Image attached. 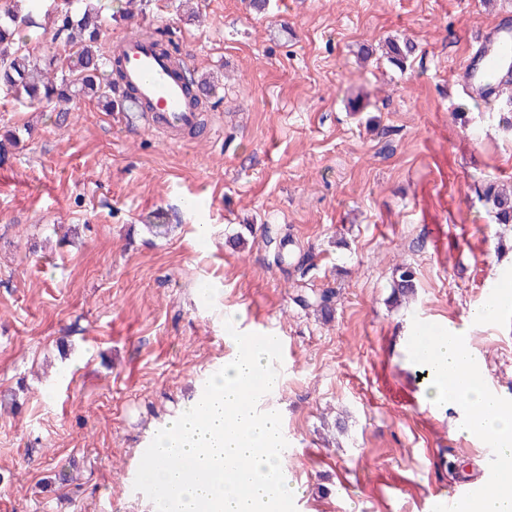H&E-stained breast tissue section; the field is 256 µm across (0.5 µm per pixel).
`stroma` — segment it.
Wrapping results in <instances>:
<instances>
[{
  "instance_id": "obj_1",
  "label": "stroma",
  "mask_w": 512,
  "mask_h": 512,
  "mask_svg": "<svg viewBox=\"0 0 512 512\" xmlns=\"http://www.w3.org/2000/svg\"><path fill=\"white\" fill-rule=\"evenodd\" d=\"M179 2L108 37L170 31L216 85L208 134L170 146L94 102L62 119L0 97L19 140L0 166V512H150L130 474L236 358L229 318L288 341L269 405L307 512H428L486 462L428 403L414 329L464 332L512 403V325L469 317L512 290V224L482 195L512 189V106L458 77L512 0ZM391 39L415 45L404 68ZM285 235L307 277L274 264ZM304 281L330 318L297 302ZM416 288V271L414 268L405 266L395 270L393 280V295L406 296L412 294Z\"/></svg>"
}]
</instances>
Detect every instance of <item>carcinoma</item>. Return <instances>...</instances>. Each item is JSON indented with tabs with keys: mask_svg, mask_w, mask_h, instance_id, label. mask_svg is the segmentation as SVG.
<instances>
[{
	"mask_svg": "<svg viewBox=\"0 0 512 512\" xmlns=\"http://www.w3.org/2000/svg\"><path fill=\"white\" fill-rule=\"evenodd\" d=\"M83 8L74 10L70 3L57 0H0V95L10 97L23 106L38 109L46 104L67 106L83 99H95L107 111L121 106L117 95L120 69L102 50L105 5L101 0H80ZM43 17L49 23L37 22ZM71 48L65 58L47 55L39 60L31 57L28 44L45 36ZM414 45L388 42V59L398 68L413 53ZM494 218L499 224L512 222V195L487 186L484 192ZM416 271L405 266L395 270L393 295L406 296L415 291ZM299 302L314 307L327 316L331 294L318 297L299 296Z\"/></svg>",
	"mask_w": 512,
	"mask_h": 512,
	"instance_id": "cac0c4a2",
	"label": "carcinoma"
}]
</instances>
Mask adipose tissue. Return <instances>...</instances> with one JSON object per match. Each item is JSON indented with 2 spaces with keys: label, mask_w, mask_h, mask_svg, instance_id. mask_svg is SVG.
<instances>
[{
  "label": "adipose tissue",
  "mask_w": 512,
  "mask_h": 512,
  "mask_svg": "<svg viewBox=\"0 0 512 512\" xmlns=\"http://www.w3.org/2000/svg\"><path fill=\"white\" fill-rule=\"evenodd\" d=\"M430 398L461 414L460 432L492 437L503 480L512 481V405L488 391L479 376L480 356L464 336H438L431 345Z\"/></svg>",
  "instance_id": "ef3b65f1"
}]
</instances>
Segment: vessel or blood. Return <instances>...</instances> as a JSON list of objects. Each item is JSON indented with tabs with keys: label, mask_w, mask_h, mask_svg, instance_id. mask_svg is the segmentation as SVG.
Returning a JSON list of instances; mask_svg holds the SVG:
<instances>
[{
	"label": "vessel or blood",
	"mask_w": 512,
	"mask_h": 512,
	"mask_svg": "<svg viewBox=\"0 0 512 512\" xmlns=\"http://www.w3.org/2000/svg\"><path fill=\"white\" fill-rule=\"evenodd\" d=\"M117 58L132 90L126 121L145 122L169 144L177 143L180 130L198 124L200 113L191 103L176 55L163 54L151 39L129 36L120 39ZM463 76L474 92L491 94L512 79V31L490 32L479 54L465 63Z\"/></svg>",
	"instance_id": "vessel-or-blood-1"
}]
</instances>
